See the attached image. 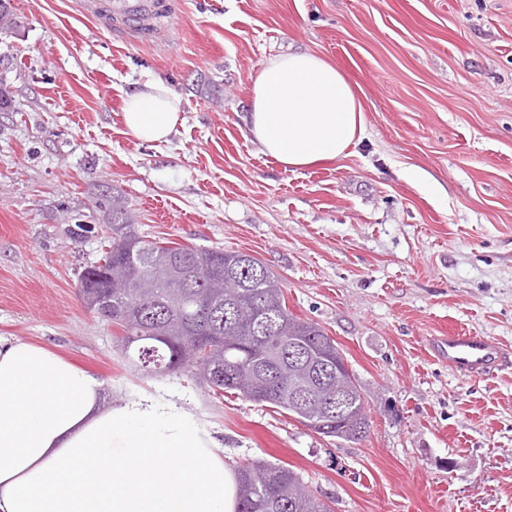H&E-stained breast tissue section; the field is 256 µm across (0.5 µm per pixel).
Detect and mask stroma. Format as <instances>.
Wrapping results in <instances>:
<instances>
[{"label": "stroma", "instance_id": "stroma-1", "mask_svg": "<svg viewBox=\"0 0 512 512\" xmlns=\"http://www.w3.org/2000/svg\"><path fill=\"white\" fill-rule=\"evenodd\" d=\"M96 2L11 0L0 31V338L97 375L104 405H181L229 467L288 465L331 512H512V365L467 377L433 350L452 328L512 348V0H158L145 30ZM289 50L354 85L347 156L290 170L249 134ZM149 80L180 98L165 142L122 121ZM114 197L144 240L263 261L341 349L367 437L129 363L76 288Z\"/></svg>", "mask_w": 512, "mask_h": 512}]
</instances>
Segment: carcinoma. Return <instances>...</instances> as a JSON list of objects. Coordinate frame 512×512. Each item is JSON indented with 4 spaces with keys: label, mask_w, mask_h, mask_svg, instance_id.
<instances>
[{
    "label": "carcinoma",
    "mask_w": 512,
    "mask_h": 512,
    "mask_svg": "<svg viewBox=\"0 0 512 512\" xmlns=\"http://www.w3.org/2000/svg\"><path fill=\"white\" fill-rule=\"evenodd\" d=\"M112 242L101 262L82 270L78 289L97 290L109 275L125 269L129 253H148L158 261L178 259L197 268L171 298L169 289L142 303L135 323L119 318L108 322L126 336H137L124 357L143 370L160 364L170 371L189 365L180 353L184 343L206 340L209 351L195 367L194 376L219 390H233L256 401L288 412L300 422L322 425L321 434L347 441L365 438L369 422L364 400L355 378L350 406L336 419L314 395L303 403L289 396V385L305 382L319 363L333 372L343 370V356L334 340L315 322L293 315L286 306L278 280L258 258L222 249L163 246L142 239L117 199L109 208ZM206 260L236 275L240 294L228 303L223 293L211 286L205 274ZM264 470L267 482L254 484L249 473ZM237 512H330L328 506L302 487L290 468L268 462L250 463L236 472Z\"/></svg>",
    "instance_id": "obj_1"
}]
</instances>
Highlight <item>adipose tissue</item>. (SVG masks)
<instances>
[{"mask_svg":"<svg viewBox=\"0 0 512 512\" xmlns=\"http://www.w3.org/2000/svg\"><path fill=\"white\" fill-rule=\"evenodd\" d=\"M250 94V133L286 168L337 159L364 133L353 86L319 56L270 59ZM122 118L136 139L164 141L180 100L148 81ZM103 388L44 346L0 341V512H236L235 474L192 414L151 396L103 410Z\"/></svg>","mask_w":512,"mask_h":512,"instance_id":"obj_1","label":"adipose tissue"}]
</instances>
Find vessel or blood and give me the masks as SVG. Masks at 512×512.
<instances>
[{
    "instance_id": "b4317fda",
    "label": "vessel or blood",
    "mask_w": 512,
    "mask_h": 512,
    "mask_svg": "<svg viewBox=\"0 0 512 512\" xmlns=\"http://www.w3.org/2000/svg\"><path fill=\"white\" fill-rule=\"evenodd\" d=\"M435 348L439 357L465 376L479 374L494 363L512 360V351L487 337L464 331H456L437 340Z\"/></svg>"
}]
</instances>
